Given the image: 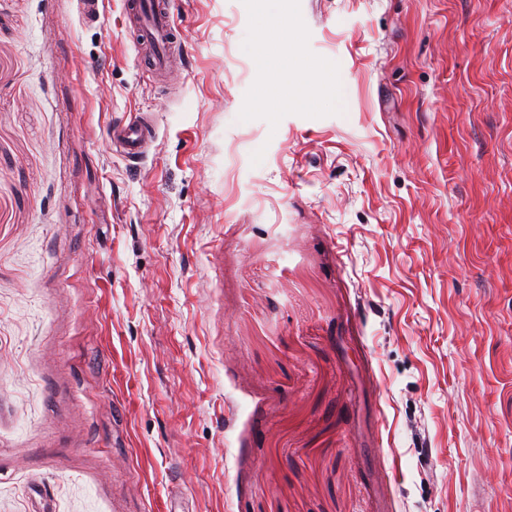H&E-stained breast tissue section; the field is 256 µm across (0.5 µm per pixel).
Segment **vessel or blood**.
<instances>
[{"instance_id": "1", "label": "vessel or blood", "mask_w": 512, "mask_h": 512, "mask_svg": "<svg viewBox=\"0 0 512 512\" xmlns=\"http://www.w3.org/2000/svg\"><path fill=\"white\" fill-rule=\"evenodd\" d=\"M128 10L137 48L143 51L154 70H162L172 47L181 40L167 0H130ZM155 134L152 115L140 113L130 120L114 123L111 141L124 157L134 160L145 153Z\"/></svg>"}]
</instances>
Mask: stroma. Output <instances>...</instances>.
Returning <instances> with one entry per match:
<instances>
[{
	"label": "stroma",
	"instance_id": "35a3bbf8",
	"mask_svg": "<svg viewBox=\"0 0 512 512\" xmlns=\"http://www.w3.org/2000/svg\"><path fill=\"white\" fill-rule=\"evenodd\" d=\"M170 2L0 0V512H512V0ZM128 10L132 19L134 42L139 52H145L144 59L154 70H162L172 47L180 44L181 40V33L172 19L169 2L131 0ZM111 143L118 146L122 155L134 160L140 158L153 140L156 130L152 115L138 113L129 121L113 124Z\"/></svg>",
	"mask_w": 512,
	"mask_h": 512
}]
</instances>
